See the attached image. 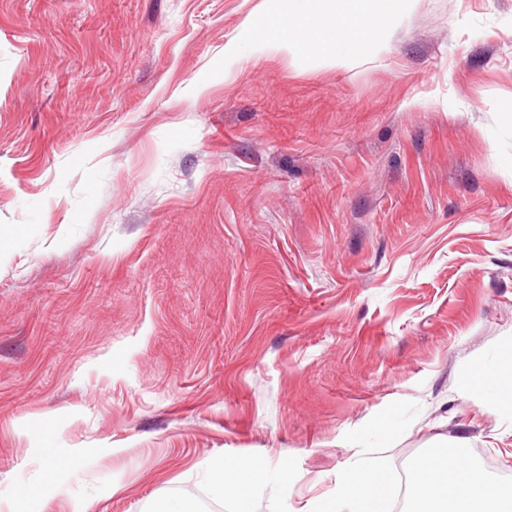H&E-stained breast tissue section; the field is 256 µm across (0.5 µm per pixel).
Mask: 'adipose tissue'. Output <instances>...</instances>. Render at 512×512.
<instances>
[{
    "label": "adipose tissue",
    "instance_id": "adipose-tissue-1",
    "mask_svg": "<svg viewBox=\"0 0 512 512\" xmlns=\"http://www.w3.org/2000/svg\"><path fill=\"white\" fill-rule=\"evenodd\" d=\"M299 24L293 33L264 31V42L293 51L310 40L334 47L336 61H343L359 51L362 32L359 19L387 20L407 8L410 0H289ZM512 381V361L494 358L485 364L480 378L468 386L479 402L512 409V392L504 383ZM375 468L369 462L351 467L342 477L344 494L325 504L323 512H362L370 493L367 483ZM459 488L449 492L448 478L413 476L408 482L411 512H512V488L491 482L476 466H468L458 478Z\"/></svg>",
    "mask_w": 512,
    "mask_h": 512
}]
</instances>
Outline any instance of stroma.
Wrapping results in <instances>:
<instances>
[{"label": "stroma", "mask_w": 512, "mask_h": 512, "mask_svg": "<svg viewBox=\"0 0 512 512\" xmlns=\"http://www.w3.org/2000/svg\"><path fill=\"white\" fill-rule=\"evenodd\" d=\"M296 24L0 0V512H302L358 459L386 512L434 448L512 485L464 392L512 353V0H412L341 65L253 41Z\"/></svg>", "instance_id": "1"}]
</instances>
